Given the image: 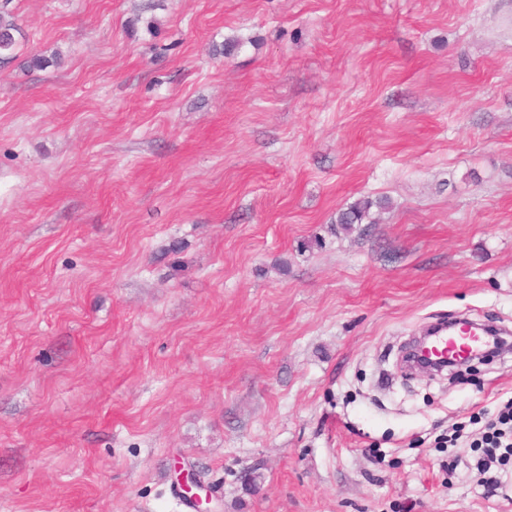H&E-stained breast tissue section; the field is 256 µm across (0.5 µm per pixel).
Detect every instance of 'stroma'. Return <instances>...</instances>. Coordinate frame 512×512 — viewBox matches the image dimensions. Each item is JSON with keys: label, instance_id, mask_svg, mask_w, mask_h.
Returning a JSON list of instances; mask_svg holds the SVG:
<instances>
[{"label": "stroma", "instance_id": "stroma-1", "mask_svg": "<svg viewBox=\"0 0 512 512\" xmlns=\"http://www.w3.org/2000/svg\"><path fill=\"white\" fill-rule=\"evenodd\" d=\"M0 8V512H512V0ZM382 207V201L373 202L369 199H361L354 202L346 210L339 213L336 222L337 224L345 225L346 227L352 224L363 223V220L369 215L370 209L373 206ZM448 328V333L460 331L461 328H465L469 331V333H473L475 335L479 331L483 333H490L491 329L486 327L485 325H478L472 321L467 319H460L452 322H448L447 325L442 324L441 326H435L427 329L422 336L415 337V340L412 345L405 348V354L403 356L404 362H409L411 364L412 370L418 371L419 373H424L428 375H433L435 373L442 372L446 368L448 371L452 372L454 369H458L463 366H469L472 361L475 359H483L487 356L488 351L476 352L474 354H469L464 357L460 356H451L448 355V358H438L432 359L431 357H427V348L429 340L436 335L442 328ZM480 344V340L474 336H471L467 339H462L459 337L445 336L438 337L435 340V347L437 350L448 349L449 353L461 355L466 351L474 349L476 346ZM481 445L486 448V458L480 463L483 469H490L491 464L500 459L497 452L501 448L505 452L500 456L512 451V401L500 411L497 421L487 426L481 437ZM199 471L191 465L180 468L177 487L179 493L190 499L194 506L199 510L197 512H219L212 510L210 504L213 500L212 491L204 484L199 475ZM202 492H205L204 497Z\"/></svg>", "mask_w": 512, "mask_h": 512}]
</instances>
